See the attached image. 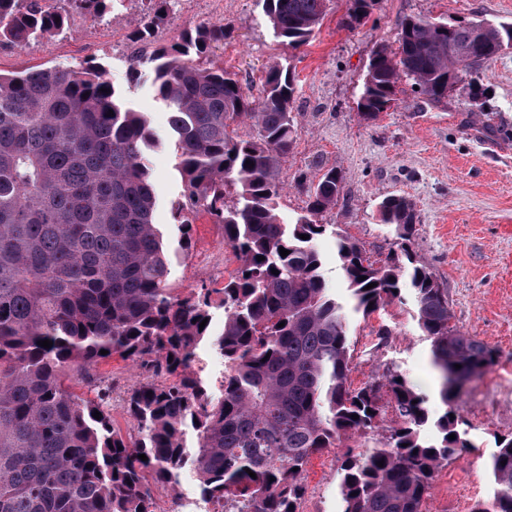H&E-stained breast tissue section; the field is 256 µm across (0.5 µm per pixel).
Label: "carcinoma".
Returning a JSON list of instances; mask_svg holds the SVG:
<instances>
[{
	"instance_id": "cac0c4a2",
	"label": "carcinoma",
	"mask_w": 512,
	"mask_h": 512,
	"mask_svg": "<svg viewBox=\"0 0 512 512\" xmlns=\"http://www.w3.org/2000/svg\"><path fill=\"white\" fill-rule=\"evenodd\" d=\"M65 2L0 0V42L25 46L62 32L72 10L102 18L124 0ZM175 2L141 0L129 39L146 41ZM261 2L274 37L298 49L320 26L328 0ZM226 36L223 24L200 25L130 58L131 79L148 72L168 113L183 179L176 209L183 239L192 240V216L205 212L224 227L239 262L224 287L203 284L182 295L169 286V258L153 224L146 150L155 134L144 113L120 101L99 65L0 73V512H156L152 485L175 488L188 463L202 497L224 502L223 512H298L310 459L355 439L362 451L347 455L338 485L343 512H423L439 469L471 448L460 396L496 364L498 351L451 324L448 290L408 249L373 261L360 244L313 220L342 192L337 168L301 184L306 214L293 224L280 220L295 80L273 64L261 97L250 98L224 67L203 62ZM511 41V23L435 28L406 19L398 51H373L357 109L376 120L403 78L440 103L449 80H475ZM244 120L257 137L233 136ZM378 214L409 240L410 199L387 196ZM328 232L345 301L325 278L316 248ZM282 247L290 254L281 256ZM405 290L431 343L443 405L432 441L421 437L432 416L428 399L404 374L385 373L359 388L348 382L351 316L400 302ZM215 306L224 309V327L213 338ZM208 338L224 357L218 398L192 368ZM45 339L51 347L38 345ZM115 356L160 379L128 391L133 442L112 422V382L92 374ZM73 365L92 396L64 387L62 374ZM389 410L398 423L381 433ZM190 429L197 434L191 456L183 443ZM490 470L492 496L474 512H512V437L498 442Z\"/></svg>"
}]
</instances>
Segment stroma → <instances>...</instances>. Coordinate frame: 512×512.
Instances as JSON below:
<instances>
[{"label":"stroma","mask_w":512,"mask_h":512,"mask_svg":"<svg viewBox=\"0 0 512 512\" xmlns=\"http://www.w3.org/2000/svg\"><path fill=\"white\" fill-rule=\"evenodd\" d=\"M178 0L167 23L142 45L144 52L166 46L201 24L222 23L231 31L210 58L235 73L244 90L260 97L267 67L290 65L296 77L293 102L296 136L281 169L287 182L278 212L291 223L304 214L306 195L298 180L322 169L341 171L343 191L335 206L316 217L357 240L381 260L401 243L378 218L387 195L409 197L416 224L408 246L414 258L435 273L448 290L453 322L463 332L498 350V361L470 384L460 399L465 430L473 447L450 460L436 477L425 512H473L491 493L489 462L495 440L512 435V50L481 68L483 95L473 101L467 85L452 89L440 103L428 102L411 81L400 82L394 105L373 122L357 109L368 60L378 46L398 47L399 24L409 17L451 23L484 19L512 23V0H373L366 23L348 30L342 21L350 0H330L309 44L294 50L274 38L260 0ZM140 16L137 0L98 20L73 13L63 35L26 47L0 43L5 73L102 65L111 83L134 109L144 112L160 144L151 153L156 192L154 222L170 255L169 284L175 292L224 282L203 264L204 254L221 258L228 247L220 225L206 213L194 221L190 248H183L175 219L183 183L171 149L164 105L150 75L129 80L134 50L128 34ZM352 387L371 383L386 371L405 374L426 395L433 412L441 407L431 366L430 342L412 318L410 301L352 320ZM114 386L112 419L122 434L134 433L126 411L127 389L140 381L137 369L115 358L98 368ZM346 446L311 458L299 512H342L338 495Z\"/></svg>","instance_id":"35a3bbf8"}]
</instances>
